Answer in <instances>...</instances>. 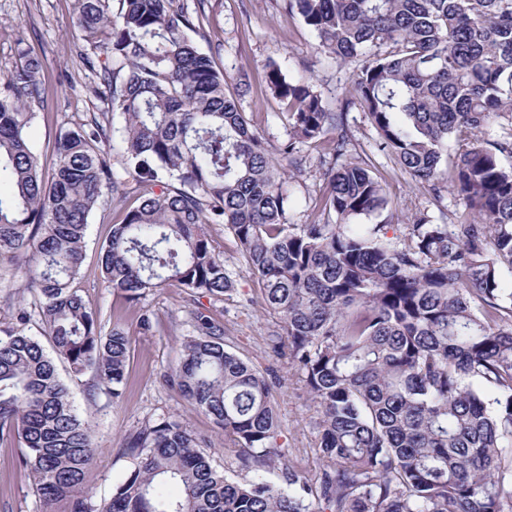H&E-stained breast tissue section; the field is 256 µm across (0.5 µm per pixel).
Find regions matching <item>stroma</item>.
Here are the masks:
<instances>
[{"instance_id": "35a3bbf8", "label": "stroma", "mask_w": 512, "mask_h": 512, "mask_svg": "<svg viewBox=\"0 0 512 512\" xmlns=\"http://www.w3.org/2000/svg\"><path fill=\"white\" fill-rule=\"evenodd\" d=\"M204 4L207 20L204 34L196 42L213 54L217 67L227 70L228 94L237 95L270 153H277L288 138L287 110L265 80L274 63L291 76L311 72L314 89L326 107L345 113L351 136L348 158L366 161L378 170L389 201L385 211L372 216V223H389L391 231L398 233L423 213L436 224L469 222L464 205L454 194L446 192L437 198L432 191L416 187L394 157L380 151L375 130L353 99L360 62L342 64L321 52L316 34L300 17L288 15L282 0H204ZM73 14V0H0V86L17 59V38H24L26 48L44 63L48 100L35 114L29 139L47 167L53 162L56 133L71 127L83 113L104 108L89 88L79 55L80 41L72 27ZM302 156V170L292 181L289 221L334 223L335 215L318 207L325 190V168L318 150L303 146ZM123 216L124 209L116 202L93 214L74 281L75 288L99 309L104 331L120 328L133 338L127 384L120 400H112L103 391L88 397L87 390L96 381L91 372L70 384L74 404L91 424L97 448L84 481L93 503L109 498L131 465L121 453L125 437L162 417L181 420L193 434L211 440L209 453L218 471L235 481L250 479V471L242 468L236 452L225 448L224 435L213 421L192 410L164 379L192 332L191 314L195 311L220 321L225 344L265 376L281 420L276 445L307 477H315L318 408L288 359L282 325L266 309L262 285L246 268L230 231L221 224L207 227L215 251L237 271L234 288L223 299H194L183 288L167 286L131 302L109 288L101 275L102 247ZM145 314L152 321L147 331L139 326ZM18 452L17 445L0 444V512H41L30 478L16 466Z\"/></svg>"}]
</instances>
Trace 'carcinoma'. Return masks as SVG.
Here are the masks:
<instances>
[{
	"instance_id": "carcinoma-1",
	"label": "carcinoma",
	"mask_w": 512,
	"mask_h": 512,
	"mask_svg": "<svg viewBox=\"0 0 512 512\" xmlns=\"http://www.w3.org/2000/svg\"><path fill=\"white\" fill-rule=\"evenodd\" d=\"M174 2L74 0L80 56L106 109L59 131L49 171L28 138L45 99L42 61L18 49L0 93V258L15 260L52 348L26 333L25 311L0 332V443H19L16 465L45 512L61 501L69 512H512V288L500 275L512 270V165L501 161L512 131L486 143L476 134L512 115V0H284L322 51L362 62L354 92L381 148L473 214L452 225L423 214L396 238L355 223L387 200L370 165L347 159L346 114L325 108L309 76L273 64L267 85L288 107L280 152L298 169L302 145L322 146L320 206L336 215L289 222L285 170L194 39L203 0ZM114 113L124 119L117 167ZM131 196L103 248L104 281L129 301L173 283L219 300L233 271L204 226L225 225L319 408L315 478L292 463L279 485L262 477L281 459L271 386L195 313L166 382L255 475L230 480L204 452L209 439L161 418L125 439L133 463L112 496L88 501L96 448L58 364L73 380L91 369L123 395L132 336H102L73 281L94 211Z\"/></svg>"
}]
</instances>
